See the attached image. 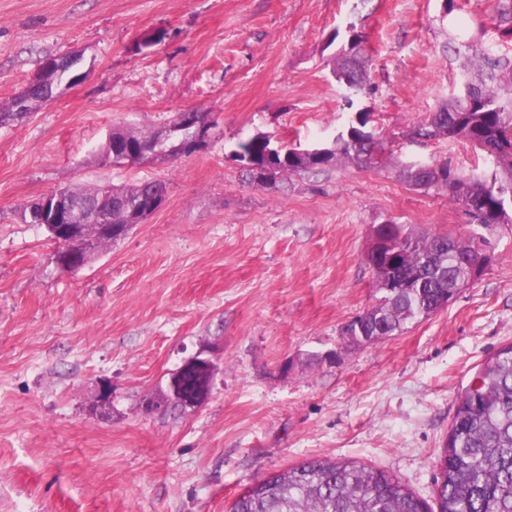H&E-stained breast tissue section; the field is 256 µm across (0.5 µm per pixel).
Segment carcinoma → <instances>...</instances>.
Returning a JSON list of instances; mask_svg holds the SVG:
<instances>
[{"mask_svg": "<svg viewBox=\"0 0 512 512\" xmlns=\"http://www.w3.org/2000/svg\"><path fill=\"white\" fill-rule=\"evenodd\" d=\"M489 0L490 16L510 26L501 36L512 40V4ZM461 58L454 91L425 122L415 126L413 140H462L480 153L492 172L458 173L448 162L409 163L400 170L404 182L425 191L436 190L448 202L473 208L478 226L491 230L512 224V56L492 55L474 40L448 37ZM348 104L371 90L369 60L361 51L341 45L330 57ZM69 74L65 68L51 80L37 75L23 108L11 100L0 106V125L24 121L37 106L54 98L55 89ZM369 116L339 132L324 154L301 156L282 151L268 178L316 172L348 164L363 168L386 166L392 154L372 157L373 146L364 138ZM193 129L173 125L163 143L164 158L189 156L184 147ZM160 133L118 132L104 161L134 147L158 140ZM266 142L256 134L238 143L235 154L254 161L263 159ZM166 183L146 180L120 189L112 199V223L134 219L142 200L164 197ZM400 252L390 253L373 269L375 286L384 292L380 303L363 311L344 326V334L361 343L362 336H393L409 323L427 319L448 303V296L468 284L462 261L472 244L446 233L413 236L401 225H392ZM413 279V287L396 294L386 292L391 279ZM477 385L457 398L448 437L440 449L441 480L436 487V507H431L397 476L352 461L310 459L249 487L232 504L231 512H512V344L488 356L476 373Z\"/></svg>", "mask_w": 512, "mask_h": 512, "instance_id": "obj_1", "label": "carcinoma"}]
</instances>
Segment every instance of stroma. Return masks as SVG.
Listing matches in <instances>:
<instances>
[{"label":"stroma","mask_w":512,"mask_h":512,"mask_svg":"<svg viewBox=\"0 0 512 512\" xmlns=\"http://www.w3.org/2000/svg\"><path fill=\"white\" fill-rule=\"evenodd\" d=\"M487 0H0V105L47 58L82 78L0 127V512H230L256 481L314 458L398 476L435 498L458 394L512 344V226L447 309L355 344L344 325L379 298L375 225L479 234L446 195L393 166L253 180L235 161L260 133L309 147L350 120L327 66L355 23L372 56L358 100L401 160L486 171L471 146L410 141L455 78L448 34L512 51ZM216 113L209 145L135 165L101 158L113 128ZM168 184L163 207L80 270L19 209L58 187ZM335 354L334 363L324 355ZM210 400L151 417L143 398L195 355ZM111 409L89 410L99 387Z\"/></svg>","instance_id":"stroma-1"}]
</instances>
